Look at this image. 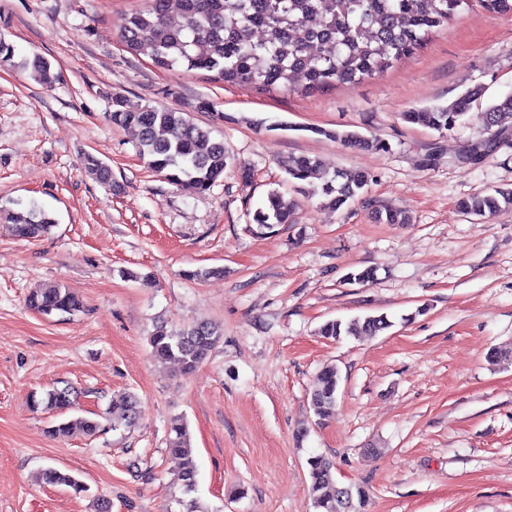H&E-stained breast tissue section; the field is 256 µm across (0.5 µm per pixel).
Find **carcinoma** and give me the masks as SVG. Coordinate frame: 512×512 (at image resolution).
Segmentation results:
<instances>
[{"instance_id":"obj_1","label":"carcinoma","mask_w":512,"mask_h":512,"mask_svg":"<svg viewBox=\"0 0 512 512\" xmlns=\"http://www.w3.org/2000/svg\"><path fill=\"white\" fill-rule=\"evenodd\" d=\"M472 0H182L179 15L168 14L167 0H146L133 12L121 34L128 52L144 55L161 69L181 67L185 71L214 73L221 81L241 86L275 88L286 92L314 93L336 85H355L380 75L400 60L423 48L429 35L446 26ZM258 30L268 32L263 40L254 38ZM23 67L38 83L51 87L57 75L51 63L35 54ZM303 84L294 86L295 76ZM483 88L474 87L445 106L413 109L401 113L411 124L440 132L462 124ZM107 119L115 126L137 134V149L149 165L167 180L190 193L209 190L223 175L227 165L224 141L212 131L192 122L184 112L154 106L132 107L121 96H112V112ZM489 128L512 125V93L490 103L485 109ZM332 137L353 149L384 150L386 143L355 132H336ZM85 168L97 180L112 184L110 169L89 154ZM279 167L293 192L308 198L319 196L339 208L355 200L368 185L369 175L360 170L330 171L316 156L283 157ZM512 207V189L497 188L462 200L459 208L468 215L486 217ZM297 203L274 190L266 204L253 216L263 228L291 224ZM0 218L14 224L22 239H37L47 233L55 220L38 206L24 211L1 207ZM28 306L45 316H73L82 303L70 289L57 285L29 294ZM391 322L384 315L356 317L348 321L329 320L319 328L320 336L334 341L342 337L376 336ZM221 337L219 327L200 322L180 330L157 327L149 337L152 355L160 361L177 363L182 372H194ZM340 376L334 366L320 371L318 386L310 397L315 416L323 420L335 405ZM69 387L54 388L36 402L47 410L64 413L74 404ZM138 412L136 396L127 394L97 418L76 417L52 427L65 436L80 428L90 435L110 425L117 429L134 423ZM169 451L183 460L178 475L182 492L197 486V466L184 425L172 428ZM310 486L317 512H364L366 491L348 486V509L340 510L337 494L327 489L335 483L334 465L322 456L307 460ZM45 483L64 485L77 493L87 487L55 468L43 473Z\"/></svg>"}]
</instances>
